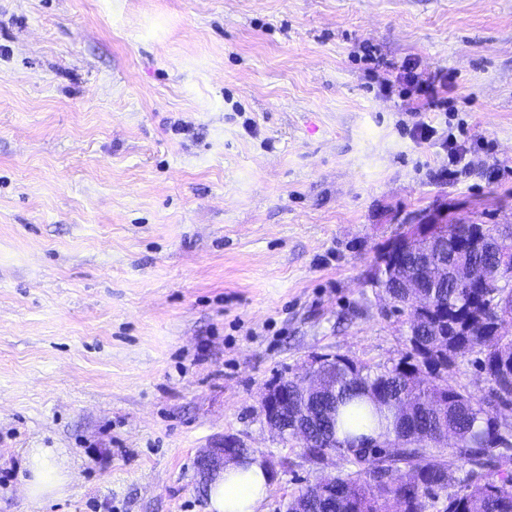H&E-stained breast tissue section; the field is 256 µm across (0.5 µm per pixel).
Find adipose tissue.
I'll use <instances>...</instances> for the list:
<instances>
[{
	"mask_svg": "<svg viewBox=\"0 0 512 512\" xmlns=\"http://www.w3.org/2000/svg\"><path fill=\"white\" fill-rule=\"evenodd\" d=\"M18 478L29 499L62 496L71 481L69 459L54 448L26 449ZM270 482V470L259 456H243L211 482L208 512H259L269 494Z\"/></svg>",
	"mask_w": 512,
	"mask_h": 512,
	"instance_id": "adipose-tissue-1",
	"label": "adipose tissue"
}]
</instances>
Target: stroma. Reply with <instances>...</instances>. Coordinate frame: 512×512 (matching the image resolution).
Masks as SVG:
<instances>
[{
  "mask_svg": "<svg viewBox=\"0 0 512 512\" xmlns=\"http://www.w3.org/2000/svg\"><path fill=\"white\" fill-rule=\"evenodd\" d=\"M365 41L452 72L447 111L381 92ZM429 221L512 224V0H0V512H207L228 435L261 512L347 473L260 394L399 360L368 272ZM28 448L65 449V496L24 497Z\"/></svg>",
  "mask_w": 512,
  "mask_h": 512,
  "instance_id": "stroma-1",
  "label": "stroma"
}]
</instances>
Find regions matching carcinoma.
<instances>
[{"label":"carcinoma","mask_w":512,"mask_h":512,"mask_svg":"<svg viewBox=\"0 0 512 512\" xmlns=\"http://www.w3.org/2000/svg\"><path fill=\"white\" fill-rule=\"evenodd\" d=\"M442 230L448 249L429 258L448 274L423 289V325L407 337L398 363L372 367L335 354L324 367L330 388L304 394L288 382V432L311 440L308 462L332 446L351 465L331 478L336 492L311 500L301 490L288 512H428L456 481L452 464L423 440L442 429L455 438L451 456L467 471L441 512H512V426L500 420L502 411H512V279L497 283L500 264L482 244L500 228ZM412 270L408 254L396 258L387 278L375 267L369 274L408 323L416 309L398 283ZM470 352L479 354L487 382L479 399L448 385V373ZM384 437L394 447H377Z\"/></svg>","instance_id":"cac0c4a2"}]
</instances>
